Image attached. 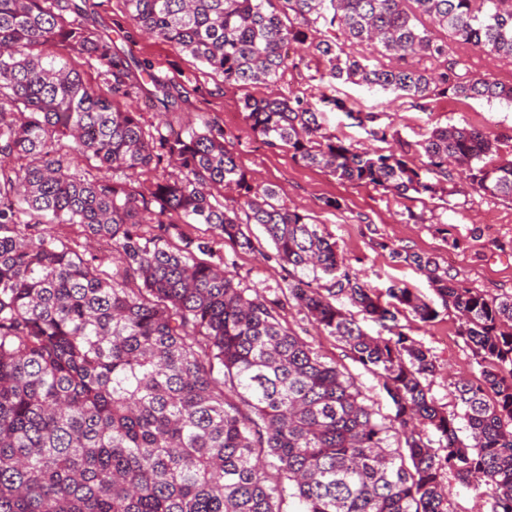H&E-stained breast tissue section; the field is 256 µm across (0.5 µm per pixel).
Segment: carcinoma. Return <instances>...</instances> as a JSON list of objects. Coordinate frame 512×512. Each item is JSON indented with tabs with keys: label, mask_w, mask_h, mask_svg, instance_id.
<instances>
[{
	"label": "carcinoma",
	"mask_w": 512,
	"mask_h": 512,
	"mask_svg": "<svg viewBox=\"0 0 512 512\" xmlns=\"http://www.w3.org/2000/svg\"><path fill=\"white\" fill-rule=\"evenodd\" d=\"M124 4L135 28L229 86L274 84L323 61L313 98L240 100L267 147L402 196H434L456 170L512 201V159L494 131L447 125L408 141L326 93L343 81L415 101H511V82L459 80L448 41L512 61V0ZM336 31L343 41L327 36ZM60 49L105 68L107 89ZM143 97L179 108L151 64L91 27L75 0H0V512H286L290 500L298 512H449L451 477L485 484L490 512H512V295L464 288L434 258L397 249L434 297L397 282L379 293L341 266L309 215L253 182L219 120L147 127L135 109ZM326 108L388 149L323 131ZM44 224L79 225L119 268L107 273ZM252 224L273 245L266 258L293 271L272 300L241 287L221 253L257 250ZM308 272L332 280L327 293ZM285 302L377 380L391 416L376 418L356 377L283 323ZM439 305L456 313L480 374L458 377L450 412L430 395V350L399 319L431 322Z\"/></svg>",
	"instance_id": "carcinoma-1"
}]
</instances>
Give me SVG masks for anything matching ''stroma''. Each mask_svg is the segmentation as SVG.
I'll return each mask as SVG.
<instances>
[{"instance_id": "stroma-1", "label": "stroma", "mask_w": 512, "mask_h": 512, "mask_svg": "<svg viewBox=\"0 0 512 512\" xmlns=\"http://www.w3.org/2000/svg\"><path fill=\"white\" fill-rule=\"evenodd\" d=\"M86 15L98 29L120 40L135 59L149 61L156 76L186 91V103L170 115L174 124L197 127L207 118L224 120L239 164L257 182L279 190L288 206L309 215L321 231L330 234L343 266L361 279L380 289L403 282L430 293L424 275L392 259V250L398 249L436 259L464 287L492 297L512 293L511 200L474 192L459 179L451 182L450 193L433 197L398 196L368 185L349 184L296 161L288 150L267 148L254 136L238 107L239 99L247 93L256 97L309 96L319 86L314 69L291 68L275 84L244 91L225 85L218 73L190 56L140 35L123 0H87ZM340 95L355 109L377 113L380 124L391 126L404 139L417 140L434 126L489 128L501 137V156L512 155V102L448 94L432 97L418 108L394 93L354 84L341 85ZM328 198L338 199L339 209H325L323 202ZM271 249L265 240L258 252L235 257L242 287L259 288L269 297L288 283L291 274L290 268L264 260V253ZM281 316L324 360L344 365L380 415H390V403L376 380L348 358L334 337L313 327L297 307L285 306ZM403 323L406 333L434 356L437 371L428 379L433 398L440 406L451 407L455 376L478 372L471 350L457 334L455 312L443 309L434 321L424 323L410 316Z\"/></svg>"}]
</instances>
